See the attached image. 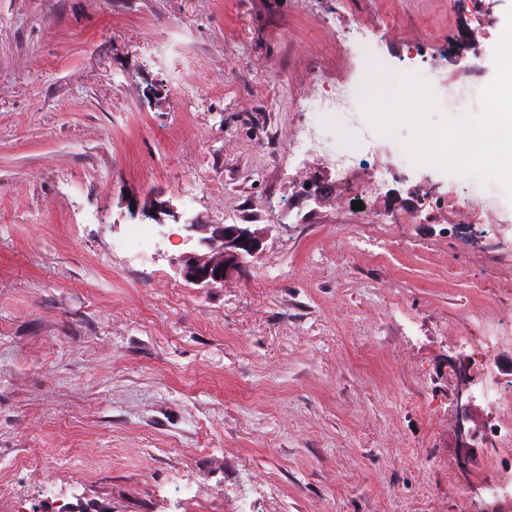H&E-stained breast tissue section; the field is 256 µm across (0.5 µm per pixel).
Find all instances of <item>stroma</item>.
I'll return each instance as SVG.
<instances>
[{"label": "stroma", "mask_w": 512, "mask_h": 512, "mask_svg": "<svg viewBox=\"0 0 512 512\" xmlns=\"http://www.w3.org/2000/svg\"><path fill=\"white\" fill-rule=\"evenodd\" d=\"M383 12L384 55L465 24L448 0H0V512H482L448 365L472 316L512 318V203L411 162L409 128L365 139L362 100L301 109ZM494 75H446L438 114ZM324 132L495 225L355 223L335 167L288 153ZM153 198L177 216L130 215ZM232 210L261 253L187 283L184 221ZM154 245L152 233L147 226L138 224L132 229L128 246L136 256L146 255Z\"/></svg>", "instance_id": "stroma-1"}]
</instances>
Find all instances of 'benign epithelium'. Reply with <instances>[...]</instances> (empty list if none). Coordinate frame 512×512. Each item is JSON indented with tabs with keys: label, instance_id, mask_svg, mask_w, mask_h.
<instances>
[{
	"label": "benign epithelium",
	"instance_id": "7a95c632",
	"mask_svg": "<svg viewBox=\"0 0 512 512\" xmlns=\"http://www.w3.org/2000/svg\"><path fill=\"white\" fill-rule=\"evenodd\" d=\"M185 228L191 232V248L174 259V266L186 282L201 288L224 287L262 251L265 240V231L251 224H202L191 219Z\"/></svg>",
	"mask_w": 512,
	"mask_h": 512
}]
</instances>
